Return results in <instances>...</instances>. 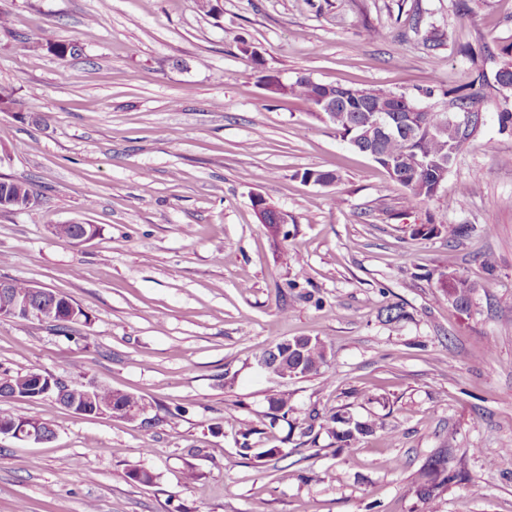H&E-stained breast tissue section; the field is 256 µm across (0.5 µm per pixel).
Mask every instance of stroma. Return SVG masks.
<instances>
[{"instance_id":"obj_1","label":"stroma","mask_w":512,"mask_h":512,"mask_svg":"<svg viewBox=\"0 0 512 512\" xmlns=\"http://www.w3.org/2000/svg\"><path fill=\"white\" fill-rule=\"evenodd\" d=\"M1 13L0 87L40 103L0 110V180L33 197L0 210V277L63 293L89 320L0 318V374L104 382L157 420L6 402L55 436L0 435V512H512V130L498 122L512 91L480 88L481 133L410 209L305 101L269 95L252 58L424 106L426 89L503 64L512 0L473 14L464 0H0ZM313 170L339 179L305 181ZM257 195L287 224L260 223ZM72 221L100 233L53 235ZM428 222L469 232L415 234ZM452 272L476 286L469 310L440 286ZM293 336L319 337L329 360L281 384L256 358ZM277 389L292 410L270 430ZM314 408L376 430L348 448L324 430L302 442ZM245 429L255 447L286 444L287 480L238 455ZM442 450L450 479L426 506L414 490Z\"/></svg>"}]
</instances>
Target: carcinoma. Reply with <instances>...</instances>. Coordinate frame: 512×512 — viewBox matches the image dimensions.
<instances>
[{"label": "carcinoma", "instance_id": "cac0c4a2", "mask_svg": "<svg viewBox=\"0 0 512 512\" xmlns=\"http://www.w3.org/2000/svg\"><path fill=\"white\" fill-rule=\"evenodd\" d=\"M484 80H486V75L480 73L467 85L444 93L448 100L442 104H429L425 106L424 111L415 113L413 136L400 133L378 141V150L384 155V159L377 161V164L385 169L390 161H403L402 176L394 180V183L409 191L406 198L407 207L412 208L416 203L429 201L437 195L434 187L440 178V172L436 161L447 155L451 146L455 147V153H460L482 131V128L475 123L471 129L460 135L450 132L437 137L433 133L437 114L446 108L456 112H467L476 118L484 115L479 106L477 93L473 92L476 83ZM318 93L319 87L308 75L297 76L290 83L288 91V95L298 97L311 106L315 104V97ZM336 93L346 98V104L345 111L336 113L334 127L340 137L349 142L354 137L352 127L365 116L362 108L366 106L368 100H388L397 96V93L383 88H355L341 84L336 85ZM28 196L29 189L25 181L17 179L0 181V208L3 207L1 201L5 199L9 201ZM442 232L450 235H462L466 232V228L462 225L422 224L413 230L414 234L423 236L438 235ZM454 279L458 285V288L454 289L456 293L455 307L466 311L471 306L475 286L462 276L456 275ZM72 306H74V302L60 293L55 308L46 314V319L58 326L88 321V315L80 308L77 309L76 314H71ZM296 341L309 344L303 358L302 373L307 376L319 374L320 369L327 364L325 344L319 340L311 343L307 336H299ZM34 379L35 376L31 372L5 375V380L10 382L19 393L28 395L30 401L41 399V396L30 392ZM268 404L271 410L268 415L269 426L273 428L278 421L287 419L288 394L282 391L272 393L268 397ZM119 405L127 410L131 422H138L142 425H150L154 422V418L140 412V407L145 405V401L141 397L102 382L94 384L93 400L84 404V414L100 415L108 408ZM316 427L327 430L341 447H348L360 438L374 433L372 423L358 421L344 409L325 416L316 411L310 412L308 419L305 420V426L302 427L301 435L310 436ZM253 434L252 430L239 433L240 439L236 440V444L240 456L253 457L258 460L263 458L280 460L288 456V452L283 448L253 447L250 440ZM424 477L426 480L417 486L415 494L421 503L428 505L436 497V490L448 482V456L441 452L429 459L424 469Z\"/></svg>", "mask_w": 512, "mask_h": 512}]
</instances>
